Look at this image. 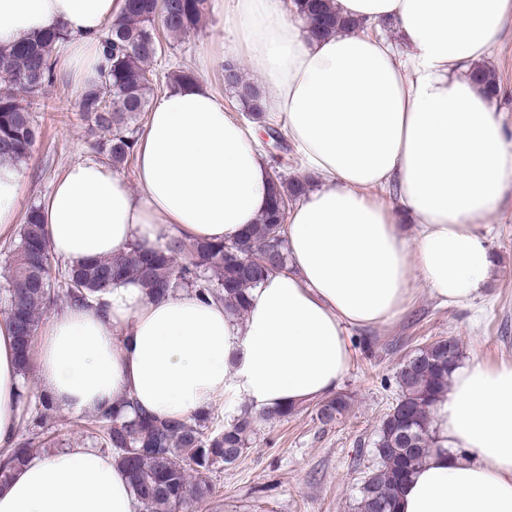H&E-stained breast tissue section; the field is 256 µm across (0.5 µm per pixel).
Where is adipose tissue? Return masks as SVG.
<instances>
[{"label": "adipose tissue", "mask_w": 512, "mask_h": 512, "mask_svg": "<svg viewBox=\"0 0 512 512\" xmlns=\"http://www.w3.org/2000/svg\"><path fill=\"white\" fill-rule=\"evenodd\" d=\"M123 0H0V46L60 29L61 71L100 77L99 37ZM353 20L393 24L397 41L353 31L313 38L283 0H215L232 56L256 78L315 186L288 211V267L252 288L247 313L194 291L163 297L126 280L94 306L40 325L34 370L63 408L130 397L159 420L214 399L262 409L331 395L348 373L350 329L386 324L421 280L467 306L491 269L483 235L512 194V136L472 79L512 0H336ZM134 180L94 155L71 164L39 209L55 256L82 261L131 243L236 239L266 210L272 173L257 127L207 85L157 97L135 145ZM19 170L0 166V237L21 205ZM415 227L407 234L405 224ZM25 380L0 318V446L15 436ZM436 446L403 485L397 512H512V362H460L432 412ZM0 512H133L115 461L77 446L31 458L0 485Z\"/></svg>", "instance_id": "obj_1"}]
</instances>
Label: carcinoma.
Masks as SVG:
<instances>
[{
	"instance_id": "obj_1",
	"label": "carcinoma",
	"mask_w": 512,
	"mask_h": 512,
	"mask_svg": "<svg viewBox=\"0 0 512 512\" xmlns=\"http://www.w3.org/2000/svg\"><path fill=\"white\" fill-rule=\"evenodd\" d=\"M206 0H125L120 15L107 23L101 37L105 69L98 83L81 91L76 116L92 137L91 149L114 168L134 158L139 122L150 108L153 71L161 42L159 32L172 38L197 31L205 16ZM314 37L361 23L341 15L334 0H294ZM66 34L53 31L10 48H0V165L29 159L36 143L39 113L48 109L46 91L54 84L53 53ZM474 79L497 94L495 74L483 67ZM224 87L254 116H260V94L239 66L224 65ZM306 191L301 181L272 177L269 207L233 241L194 240L167 249L147 248L135 242L128 251L107 259L62 262L49 245L39 207L30 206L19 229L20 242L6 256L9 281L4 314L13 325L18 368L28 374L33 366L34 340L51 298L62 294L69 302H88L122 279H133L149 294L164 296L176 288H194L224 302L237 318L247 313L249 290L265 278L286 269L288 246L283 233L284 204ZM455 338L437 339L407 357L398 370L400 396L381 423L374 454L377 467L364 476L358 512H396L402 485L434 448L431 411L448 392L458 362ZM22 410L13 442L0 449V484L26 463L36 449L46 446L48 418L58 407L45 393L20 395ZM128 401L84 416L91 439L109 449L127 476L136 501L146 512H184L212 493L205 481H192L220 466L236 464L254 435V418L245 410L222 426L211 413L186 420L127 419ZM351 396L338 392L317 405L324 425L348 412Z\"/></svg>"
}]
</instances>
